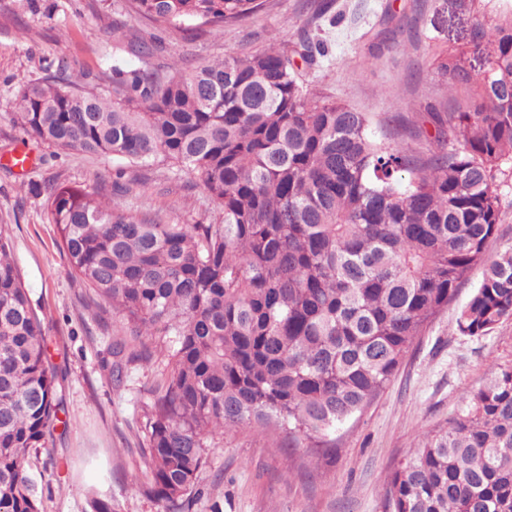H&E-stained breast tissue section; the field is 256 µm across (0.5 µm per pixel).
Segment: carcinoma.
<instances>
[{
	"mask_svg": "<svg viewBox=\"0 0 512 512\" xmlns=\"http://www.w3.org/2000/svg\"><path fill=\"white\" fill-rule=\"evenodd\" d=\"M263 0H129L127 14L176 31L224 34ZM476 55L483 68L475 69ZM455 112H401L391 136L372 117L295 76L280 32L254 53L168 74L112 66V87L55 75L24 84L13 119L58 149L130 165L164 162L222 206L215 224L138 218L113 195L52 181L42 195L70 272L112 306L120 330L170 338L148 406L146 476L184 507L208 443L232 427L274 425L294 445L336 456L332 435L390 381L415 338L474 268L480 286L456 331L482 336L512 317V246L498 231L496 173L512 162V14L477 22L439 65ZM112 383L148 347H108ZM45 329L0 231V512H41L26 469L58 422ZM463 414L424 433L387 477L385 512H512V367L465 396Z\"/></svg>",
	"mask_w": 512,
	"mask_h": 512,
	"instance_id": "1",
	"label": "carcinoma"
}]
</instances>
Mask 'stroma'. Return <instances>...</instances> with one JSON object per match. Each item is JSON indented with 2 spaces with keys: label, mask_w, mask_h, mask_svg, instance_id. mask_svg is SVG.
Segmentation results:
<instances>
[{
  "label": "stroma",
  "mask_w": 512,
  "mask_h": 512,
  "mask_svg": "<svg viewBox=\"0 0 512 512\" xmlns=\"http://www.w3.org/2000/svg\"><path fill=\"white\" fill-rule=\"evenodd\" d=\"M512 13V0H265L257 16L222 36L197 29L163 30L125 14L122 0H0V157L29 148L36 165L25 182L0 164V229L11 240L19 273L50 338L62 403L48 446L30 472L44 512H88L90 494L110 500L112 512H162L145 477L150 390L167 360L127 364L114 387L104 366L119 327L106 302L71 276L54 224L38 189L52 180L104 186L126 208L162 214L171 223L212 224L222 207L187 175L150 164L115 177L118 161L59 150L29 136L12 119V102L27 82L49 74L78 86L105 88L112 64L147 62L165 71L172 55L191 62L259 50L281 29L289 51L302 40L319 46L315 66L298 63L302 81L318 95L340 99L376 118L435 106L453 107L433 56L466 43L474 23ZM405 24L398 43L381 37L386 18ZM120 29H113V22ZM148 43L146 60L128 54ZM500 224L490 253L512 246V164L497 174ZM474 269L455 299L416 337L390 382L337 433L336 458L319 463L310 449L287 454L274 430L232 428L206 450V464L190 490L189 512H383L387 476L419 447L425 431L463 409V396L486 383L497 366L512 365V318L482 336H464L456 317L482 280Z\"/></svg>",
  "instance_id": "obj_1"
}]
</instances>
